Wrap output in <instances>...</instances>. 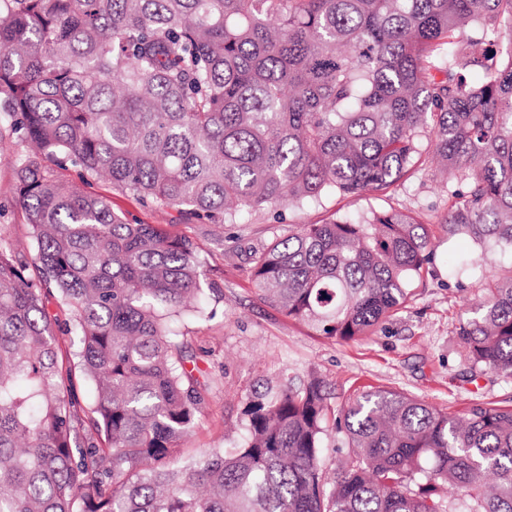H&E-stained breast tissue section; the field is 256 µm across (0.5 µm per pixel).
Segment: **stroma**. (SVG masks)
<instances>
[{"label": "stroma", "instance_id": "stroma-1", "mask_svg": "<svg viewBox=\"0 0 512 512\" xmlns=\"http://www.w3.org/2000/svg\"><path fill=\"white\" fill-rule=\"evenodd\" d=\"M459 179H445L428 161L392 189L388 199L371 193L328 195L282 211L244 214L234 224H188L176 210L145 207L133 196L94 180L89 191L108 197L130 222L160 224L197 246L208 294L199 313L171 322L186 346L187 365L208 386L202 415L177 454L185 460L212 449H230L245 437L244 411L267 388L322 382L327 402L340 407L357 393L392 389L408 393L454 417L477 404L512 408V378L473 371L457 336L460 319L483 302L489 281L512 275V253H495L483 268L464 267L471 242L448 232L450 194ZM395 208L427 225L431 238L428 272L410 304L369 336L341 341L289 319L261 301L251 255L297 224L333 217L356 219ZM26 217L14 204V175L0 162V232L26 235Z\"/></svg>", "mask_w": 512, "mask_h": 512}]
</instances>
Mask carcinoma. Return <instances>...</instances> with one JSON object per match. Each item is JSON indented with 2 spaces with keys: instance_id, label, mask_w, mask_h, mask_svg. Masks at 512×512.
I'll return each instance as SVG.
<instances>
[{
  "instance_id": "cac0c4a2",
  "label": "carcinoma",
  "mask_w": 512,
  "mask_h": 512,
  "mask_svg": "<svg viewBox=\"0 0 512 512\" xmlns=\"http://www.w3.org/2000/svg\"><path fill=\"white\" fill-rule=\"evenodd\" d=\"M502 34L512 0H0V159L28 227L26 248L0 238V512H512L511 408L460 421L364 391L334 417L328 474L317 379L250 403L239 447L172 464L204 402L169 330L204 294L197 247L61 177L235 224L386 195L427 153L465 183L449 231L476 268L512 249V53L479 47ZM429 254L426 227L390 209L299 224L253 277L289 318L353 340L411 299ZM458 336L473 368L512 377V277ZM323 446L321 454L322 465L328 470H334L340 459V453L337 451V448L343 446V434L330 430Z\"/></svg>"
}]
</instances>
